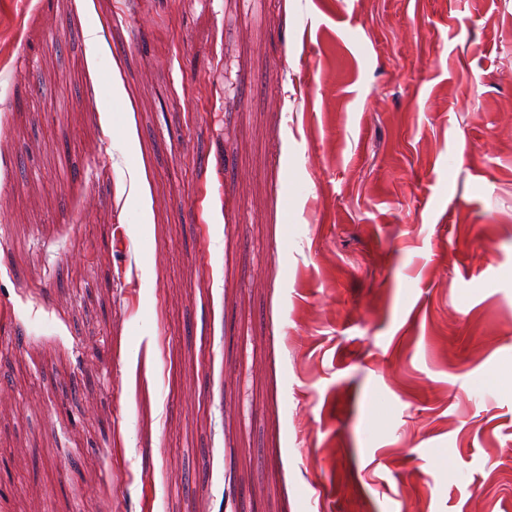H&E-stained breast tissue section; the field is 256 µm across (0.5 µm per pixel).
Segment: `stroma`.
I'll list each match as a JSON object with an SVG mask.
<instances>
[{
  "label": "stroma",
  "mask_w": 512,
  "mask_h": 512,
  "mask_svg": "<svg viewBox=\"0 0 512 512\" xmlns=\"http://www.w3.org/2000/svg\"><path fill=\"white\" fill-rule=\"evenodd\" d=\"M0 29V512H512V0ZM155 361L153 345H147L140 357L127 367L128 392L134 397L138 390L145 384L149 386L152 379Z\"/></svg>",
  "instance_id": "1"
}]
</instances>
